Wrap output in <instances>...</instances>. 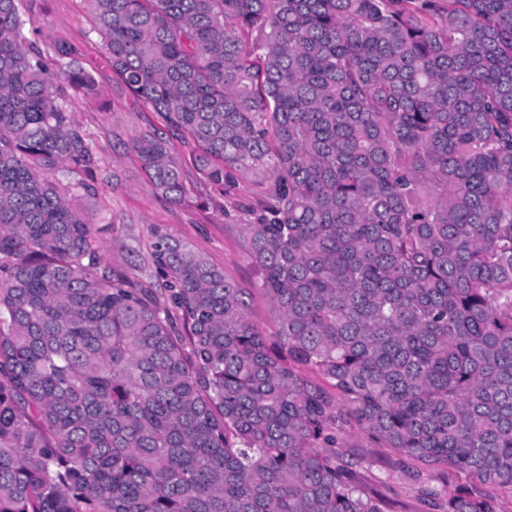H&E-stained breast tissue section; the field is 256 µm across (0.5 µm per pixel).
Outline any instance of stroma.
<instances>
[{"instance_id": "35a3bbf8", "label": "stroma", "mask_w": 512, "mask_h": 512, "mask_svg": "<svg viewBox=\"0 0 512 512\" xmlns=\"http://www.w3.org/2000/svg\"><path fill=\"white\" fill-rule=\"evenodd\" d=\"M34 19L42 40L78 45L83 66L92 70L101 87L105 107L72 100L70 108L91 140L99 168L95 196L82 199V207L95 222L107 265L135 274L146 256L154 229L190 244L240 287L250 289V319L265 333L274 335L277 323L268 299L255 288L258 269L245 253L241 224L247 215L234 207L210 204L214 192L200 185L191 163L194 149L176 143L185 164L186 182L193 194L190 203L174 205L156 195L129 148L131 137L153 123L155 115L125 93L103 59L101 42L90 33L83 0H36ZM344 451L360 463V477L386 500L400 502L403 512H418L422 490L455 484V474L437 470L421 476L409 472L387 448L368 445L363 435H344Z\"/></svg>"}]
</instances>
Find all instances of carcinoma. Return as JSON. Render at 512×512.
Masks as SVG:
<instances>
[{"label":"carcinoma","mask_w":512,"mask_h":512,"mask_svg":"<svg viewBox=\"0 0 512 512\" xmlns=\"http://www.w3.org/2000/svg\"><path fill=\"white\" fill-rule=\"evenodd\" d=\"M159 125L239 202L276 340L167 233L130 278L89 214L98 159L73 44L0 0V512H386L341 434L392 449L421 512L512 497V0H85Z\"/></svg>","instance_id":"carcinoma-1"}]
</instances>
